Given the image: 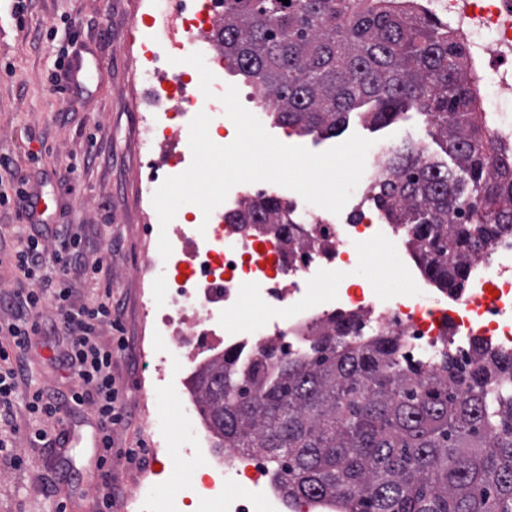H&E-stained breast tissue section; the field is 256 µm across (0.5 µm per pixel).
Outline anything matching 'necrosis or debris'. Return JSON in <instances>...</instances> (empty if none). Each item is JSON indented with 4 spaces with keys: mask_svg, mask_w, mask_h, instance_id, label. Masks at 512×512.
<instances>
[{
    "mask_svg": "<svg viewBox=\"0 0 512 512\" xmlns=\"http://www.w3.org/2000/svg\"><path fill=\"white\" fill-rule=\"evenodd\" d=\"M142 3L151 37L136 53L155 106L137 115L138 149L160 155L162 169L140 181L145 242L136 269L143 306L138 355L153 360L154 391L167 393L175 413L192 427L189 441L165 436L154 442V451L177 460L192 458L201 473L185 502L159 496L157 472L143 473L129 493L132 508L212 512L219 502L224 512H335V504L324 500L287 503L262 458L212 452L207 430L196 424V402L171 377L170 367L195 374L209 359L196 343L208 337L219 339L242 361L270 344L278 355L295 358L307 352L317 328L335 314L356 316L358 335L396 337L401 353L414 358H439L446 338L461 358L470 356L477 339L512 353V233L501 234L472 261L468 284L458 292H427L425 281L405 262L395 261L391 271L407 287L391 295L352 278L369 254L390 252L396 243L395 230L382 224L378 206L366 195L356 198L343 217L303 203L295 193L285 200L296 219L293 225L229 223V213L271 193L265 183H245L234 186L211 216L186 204L168 226H160L152 196L164 177L189 167V124L197 112L208 110L209 136L216 144L231 143L236 129L219 110L224 82L212 83L208 99L197 94L192 71L166 68L169 58L184 54L200 34L219 24L214 0ZM418 5L445 17L463 38L486 91V111L511 102L512 0H418ZM163 234L172 246L166 259L158 252ZM330 275L337 285L323 290ZM246 299L263 309L265 318L240 327L229 324L228 314L240 312Z\"/></svg>",
    "mask_w": 512,
    "mask_h": 512,
    "instance_id": "necrosis-or-debris-1",
    "label": "necrosis or debris"
}]
</instances>
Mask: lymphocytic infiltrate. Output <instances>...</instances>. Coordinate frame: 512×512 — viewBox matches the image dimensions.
Returning a JSON list of instances; mask_svg holds the SVG:
<instances>
[{
  "label": "lymphocytic infiltrate",
  "mask_w": 512,
  "mask_h": 512,
  "mask_svg": "<svg viewBox=\"0 0 512 512\" xmlns=\"http://www.w3.org/2000/svg\"><path fill=\"white\" fill-rule=\"evenodd\" d=\"M26 222L18 226L9 264L15 272L12 288L0 296V457L22 467V443L43 448L59 446L63 430L80 413L95 419L98 463L112 452V430L127 419L123 398L112 375V358L124 353L126 337L102 341V327L111 325L116 303L111 289H103L90 304L79 302L67 276L71 264H81L89 282H96L102 259L85 261L86 244L70 229L55 233L53 246L42 241L36 200L24 188ZM52 305L61 313V325L41 321V309ZM64 334L65 347L59 363L70 374L67 392L55 393L35 386L33 372L24 360L31 336ZM26 424H18L19 414Z\"/></svg>",
  "instance_id": "lymphocytic-infiltrate-1"
}]
</instances>
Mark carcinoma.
Instances as JSON below:
<instances>
[{
  "instance_id": "obj_1",
  "label": "carcinoma",
  "mask_w": 512,
  "mask_h": 512,
  "mask_svg": "<svg viewBox=\"0 0 512 512\" xmlns=\"http://www.w3.org/2000/svg\"><path fill=\"white\" fill-rule=\"evenodd\" d=\"M212 37L273 103L276 121L334 134L352 110L388 125L429 117L449 166L412 145L383 162L374 187L389 224L409 226L411 256L437 287H465L469 261L512 229V143L488 140L467 52L448 24L409 0H223ZM234 224H291L259 196ZM333 316L301 359L234 354L194 376L217 448L263 456L290 499H334L339 512H512V355L476 343L464 364L399 354L395 339L352 336Z\"/></svg>"
}]
</instances>
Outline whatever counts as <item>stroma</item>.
Here are the masks:
<instances>
[{"label": "stroma", "mask_w": 512, "mask_h": 512, "mask_svg": "<svg viewBox=\"0 0 512 512\" xmlns=\"http://www.w3.org/2000/svg\"><path fill=\"white\" fill-rule=\"evenodd\" d=\"M23 21L14 19L10 0H0V157L11 158L18 178L31 194L40 196L49 226L71 225L91 241L111 244L104 258L102 280L112 287L122 306L113 311L130 340H137L141 308L134 285L140 259L142 223L139 179L146 162L134 151V114L149 109L151 100L138 91L133 67L119 48L130 37L144 41L147 30H131L137 0H27ZM96 60L92 80L55 93L52 77L61 63ZM254 115L268 133L289 145L322 152L358 134L377 144L396 146L406 140L422 144L428 156L442 159L436 131L424 116L409 112L386 127L353 118L345 131L324 139L299 136L279 125L271 111L257 107ZM95 163H88V156ZM77 173H70V166ZM20 204L16 196H0V293L9 291L12 274L4 263L13 244ZM61 337L36 336L26 360L41 385H67L68 373L56 358ZM150 370L135 355L112 359V374L133 415L129 427L112 433V457L107 467L121 489L110 512H126L125 500L138 471L125 451L143 448L147 435L141 417L140 381ZM30 464L17 468L0 458V512H94L95 487L85 475L96 466L91 448H34L22 444Z\"/></svg>", "instance_id": "obj_1"}]
</instances>
